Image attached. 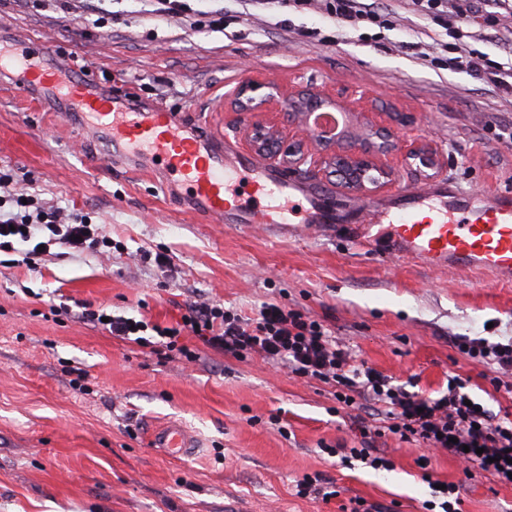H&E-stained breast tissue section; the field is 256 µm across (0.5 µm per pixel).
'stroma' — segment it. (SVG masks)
Returning a JSON list of instances; mask_svg holds the SVG:
<instances>
[{
  "instance_id": "35a3bbf8",
  "label": "stroma",
  "mask_w": 512,
  "mask_h": 512,
  "mask_svg": "<svg viewBox=\"0 0 512 512\" xmlns=\"http://www.w3.org/2000/svg\"><path fill=\"white\" fill-rule=\"evenodd\" d=\"M184 14L155 12L152 0H0V27L45 39L61 63L138 107L209 116L226 147L251 149L247 126L269 119L307 140L302 93L346 113L349 137L366 138L367 114L398 129L385 163L395 182L348 191L303 164L293 178L368 206L407 189L453 180L483 195L512 190V93L424 60L446 30L408 10L398 27L338 31L319 14L254 0H189ZM225 26L212 27L215 14ZM467 44L512 61V39L472 26ZM275 85L278 98L240 107L236 89ZM59 106L33 101L0 77V168L20 191L104 225L113 247L80 256L50 248L38 271L0 253V512H343L352 497L384 512H422L430 489L415 444L388 437L391 470L343 466L320 443H352L351 413H334L325 385L305 382L260 358L202 351L163 360L82 322V306L174 324L188 303L221 301L243 314L276 302L310 312L358 358L415 391H445L450 375L492 411L512 414V394L482 378L454 347L460 336H512V284L464 270L362 250L339 232L209 221L170 204L161 183L104 158L98 133L68 124ZM429 145L433 170L408 156ZM163 254L167 263L142 261ZM65 305L55 316L51 306ZM87 376L75 388L64 363ZM198 432L199 457L173 461L149 444L152 428ZM323 473L340 496L295 495L296 480ZM462 512H512V489L463 481Z\"/></svg>"
}]
</instances>
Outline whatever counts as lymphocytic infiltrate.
Returning <instances> with one entry per match:
<instances>
[{"mask_svg": "<svg viewBox=\"0 0 512 512\" xmlns=\"http://www.w3.org/2000/svg\"><path fill=\"white\" fill-rule=\"evenodd\" d=\"M295 10L320 12L358 28L375 25L393 29V19L377 13L366 0H284ZM419 15L460 34L462 25L480 18L492 26L512 23V0H409ZM444 66L469 74L495 86L512 89V65L474 56L454 46ZM11 173L0 171V251L14 242L29 243L23 261L37 268L41 250L56 245L77 253L99 252L112 240L100 225L85 216L47 207L35 195H23L13 187ZM81 317L102 326L122 341L150 349L164 359L195 361L197 352L186 337L198 339L219 354L243 360L252 356L284 364L298 378L330 387L337 403L347 407L365 405L386 415V424L355 417L352 430L358 441L353 448L323 445L328 457L348 463L360 461L375 470L388 469L393 461L377 446L379 439L394 436L422 448L423 481H431L426 464L438 452L454 456L465 479L482 476L500 486L512 485V416L493 414L483 404L469 399L467 381L448 379L446 392L425 396L394 383L390 376L356 359L322 322L308 313L273 302L263 303L253 315L221 303L185 304L179 320L165 327L143 319L84 309ZM455 347L464 358L482 364L493 387H500V373L512 372V336L497 342L462 338Z\"/></svg>", "mask_w": 512, "mask_h": 512, "instance_id": "lymphocytic-infiltrate-1", "label": "lymphocytic infiltrate"}]
</instances>
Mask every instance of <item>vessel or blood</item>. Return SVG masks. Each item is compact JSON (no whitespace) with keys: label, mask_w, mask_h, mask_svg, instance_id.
<instances>
[{"label":"vessel or blood","mask_w":512,"mask_h":512,"mask_svg":"<svg viewBox=\"0 0 512 512\" xmlns=\"http://www.w3.org/2000/svg\"><path fill=\"white\" fill-rule=\"evenodd\" d=\"M12 72L27 97L59 99L71 123L87 122L105 135L102 151L113 161L147 160L152 168L175 175L177 193L197 214L228 224L345 225L353 243L359 224H388L389 252L404 261L446 271L464 269L499 283L512 281V192L474 197L442 181L399 193L362 209H341L333 194L285 177L246 155L224 149L214 132L160 107L132 108L96 81L62 67L50 42L32 48L24 39L0 36V72ZM152 447L179 459L195 456L199 444L183 426L172 423L152 434Z\"/></svg>","instance_id":"obj_1"}]
</instances>
